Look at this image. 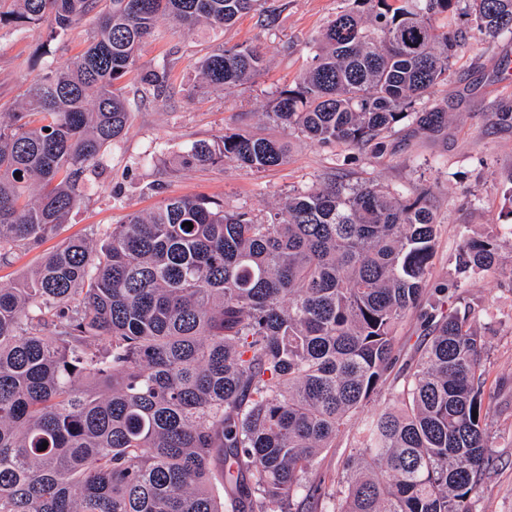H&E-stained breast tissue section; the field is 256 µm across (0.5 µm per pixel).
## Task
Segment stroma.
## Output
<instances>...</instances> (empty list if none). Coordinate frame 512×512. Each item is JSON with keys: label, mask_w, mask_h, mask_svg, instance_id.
Masks as SVG:
<instances>
[{"label": "stroma", "mask_w": 512, "mask_h": 512, "mask_svg": "<svg viewBox=\"0 0 512 512\" xmlns=\"http://www.w3.org/2000/svg\"><path fill=\"white\" fill-rule=\"evenodd\" d=\"M276 20L264 26L248 14L219 33L186 31L162 21L143 48L124 92L132 112L127 133L104 157L100 174L89 176L83 201L67 224L38 247L0 266V286L16 285L63 241L82 237L103 243L132 212L147 213L169 197H204L225 210L265 216L292 192L331 179L415 196L428 193L438 215L436 255L427 273L429 304L453 310L438 290L455 283L481 305L477 326L484 342V391L489 398V445L494 466L483 484L476 512H512V211L504 194L512 187V123L500 112L512 107V33L469 35L451 60L447 82L418 102L417 111L439 109L432 130L403 121L378 155H361L320 144L268 118L277 91L294 85L311 64L324 29L347 0H269ZM88 26L51 44L43 28H0V113L22 100L28 85L51 61L63 62L85 46ZM258 45L268 59L252 83L222 90L199 86L198 63L217 46ZM168 63L173 80L160 96L144 93L141 72ZM270 134L288 144V161L255 171L227 161L186 166L182 158L198 140L224 133ZM494 237L501 260L489 271L458 277L454 255L463 238Z\"/></svg>", "instance_id": "obj_1"}]
</instances>
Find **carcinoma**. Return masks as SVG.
Returning a JSON list of instances; mask_svg holds the SVG:
<instances>
[{
  "instance_id": "obj_1",
  "label": "carcinoma",
  "mask_w": 512,
  "mask_h": 512,
  "mask_svg": "<svg viewBox=\"0 0 512 512\" xmlns=\"http://www.w3.org/2000/svg\"><path fill=\"white\" fill-rule=\"evenodd\" d=\"M11 2L0 26L51 17V41L91 13L95 27L0 113V265L81 203L83 177L128 129L120 84L159 20L222 30L267 0ZM459 2L349 0L268 116L382 153L385 133L448 82L465 34L438 20ZM468 16L481 36L512 33V0H471ZM264 69L257 46H221L198 65L209 89ZM168 74L146 73V90ZM287 159L283 141L233 132L194 142L184 163ZM437 235L428 196L331 180L265 219L171 197L100 246L64 243L0 288V512H476L492 458L474 304L452 292V312H425L422 349L401 363L396 348ZM498 259L491 240L470 238L455 267L469 277ZM389 379L394 404L357 427L338 498L311 475Z\"/></svg>"
}]
</instances>
